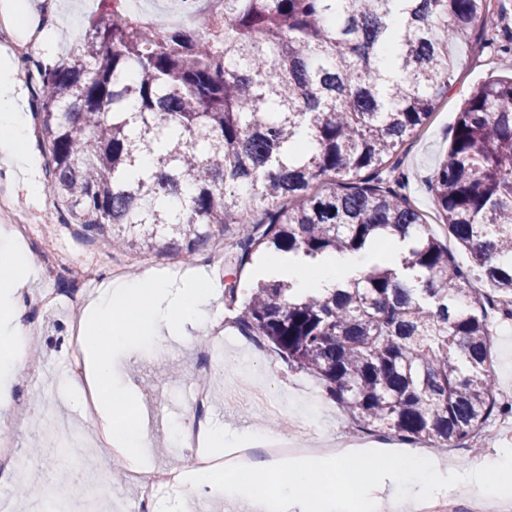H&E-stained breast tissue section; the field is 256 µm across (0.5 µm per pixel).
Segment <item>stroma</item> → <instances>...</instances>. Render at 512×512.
<instances>
[{"label":"stroma","instance_id":"35a3bbf8","mask_svg":"<svg viewBox=\"0 0 512 512\" xmlns=\"http://www.w3.org/2000/svg\"><path fill=\"white\" fill-rule=\"evenodd\" d=\"M60 11L57 27L59 40L57 52L66 55L73 48V32L86 31L91 9L85 8L81 0H59ZM12 55L16 63V78L19 82L21 103L26 112H34L35 85L31 68L25 65L28 44L23 38L22 16L11 20L0 17V53ZM488 52L484 41L476 45L461 44L456 52L455 92L444 98L431 114L421 131L401 147L398 156L401 168L408 178L407 193L421 213L424 221L440 238L447 239L448 230L435 212L430 183L434 172L446 153L451 139L456 114L465 95L474 86L497 74L498 63H483ZM8 198L10 207L0 206V226L14 225L17 210L34 213L31 233L37 243L34 252L37 260L47 257H69L92 268L93 284L103 285L111 267L120 266L124 276L136 279L145 276L147 268L163 269L176 264L179 269L190 265H204L207 280L213 288L212 314L224 319H233L224 301L226 283L237 281L241 293H248L257 281L274 277L269 254L254 258L238 273L231 269H218L208 260V249L201 248L192 261L171 260L162 253H117L102 241L90 242L83 238L80 225L60 212L46 190L32 192L25 175L4 178L0 176V198ZM76 308L61 304L53 310L31 316L30 322L38 332L43 355L38 364L48 367L58 359L69 356L67 331L74 324ZM490 346L493 355V374L498 391H512V319L495 318L491 327ZM155 341L137 339L131 342L132 359L125 369L121 381L133 386L144 407L161 403L164 419L152 427V437L143 447L139 458L142 466L152 470L178 469L184 464V456L178 445V432L183 418L190 411L197 365V348L178 341L164 344V355L154 352ZM211 403L206 411L209 421L239 431H262L270 436L284 437L291 434L292 423L299 418L313 419L319 425V437L342 440L352 434L343 409L323 391L319 380L306 372L288 369L275 351L265 349L253 353L250 344L243 339L227 340L223 357L218 360L208 377ZM258 388L267 389L280 405L279 416H268L262 406L243 404L230 407L225 402L227 393H248ZM13 393L24 398L28 404L40 407L45 417L76 420L82 423L86 437L97 433L96 421L87 419L80 388L68 376L43 375L32 384L16 382ZM486 429L492 433L489 446L475 448L460 445L452 454L460 467H467L486 458L504 459L512 455V414L493 416ZM17 445L23 463L8 477H0V491L10 494L11 512H26L32 500V489L58 491L68 512H83L85 499L95 496L100 507H116L117 512H136L138 492L128 482L105 486H90L85 482L86 473L100 468L96 456L76 460L57 452L56 446L64 442L67 435L63 428L53 431L43 426L16 429Z\"/></svg>","mask_w":512,"mask_h":512}]
</instances>
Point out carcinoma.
<instances>
[{
	"instance_id": "obj_1",
	"label": "carcinoma",
	"mask_w": 512,
	"mask_h": 512,
	"mask_svg": "<svg viewBox=\"0 0 512 512\" xmlns=\"http://www.w3.org/2000/svg\"><path fill=\"white\" fill-rule=\"evenodd\" d=\"M223 2L158 30L108 0L76 50L39 67L50 196L119 250L190 258L235 224L225 263L237 272L259 252L309 266L398 236L402 252L331 288L257 282L235 323L315 374L357 430L474 438L512 413L495 391L489 321L494 299L512 298V76L470 93L430 184L491 291L388 162L448 95L455 47L500 15L490 0ZM393 43L402 80L387 85L376 60ZM494 50L512 61V31Z\"/></svg>"
}]
</instances>
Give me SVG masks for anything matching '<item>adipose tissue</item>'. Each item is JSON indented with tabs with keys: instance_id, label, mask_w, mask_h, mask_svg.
Returning a JSON list of instances; mask_svg holds the SVG:
<instances>
[{
	"instance_id": "ef3b65f1",
	"label": "adipose tissue",
	"mask_w": 512,
	"mask_h": 512,
	"mask_svg": "<svg viewBox=\"0 0 512 512\" xmlns=\"http://www.w3.org/2000/svg\"><path fill=\"white\" fill-rule=\"evenodd\" d=\"M15 63L0 56V163L28 170L23 144L29 136L27 117L16 102ZM369 263L365 253H348L323 263L316 276L295 275L299 288L334 284L339 274H355ZM36 266L10 230L0 231V405L6 404L19 366L11 351L26 327L27 307L22 289ZM211 292L200 272L177 279L148 278L108 282L84 309L79 332L87 352L84 380L95 396L103 428L119 439L127 455H136L148 432L136 411L134 388L117 387L130 337L152 340L170 337L192 341L206 331ZM410 483L411 500L448 486L472 487L489 497L512 494V470L488 460L462 471L426 460L420 466L409 457L380 448L343 452L301 451L286 458L256 463L249 471L203 469L195 475L196 490L228 500L250 503L256 512H400L404 498L397 488Z\"/></svg>"
}]
</instances>
